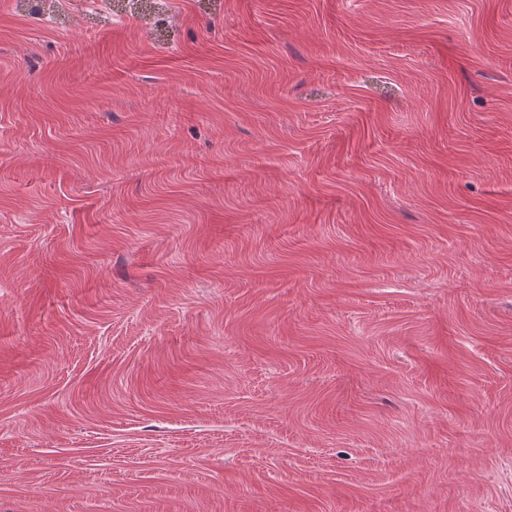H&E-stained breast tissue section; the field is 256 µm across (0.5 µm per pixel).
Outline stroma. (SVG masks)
<instances>
[{"label":"stroma","instance_id":"1","mask_svg":"<svg viewBox=\"0 0 512 512\" xmlns=\"http://www.w3.org/2000/svg\"><path fill=\"white\" fill-rule=\"evenodd\" d=\"M0 512H512V0H0Z\"/></svg>","mask_w":512,"mask_h":512}]
</instances>
